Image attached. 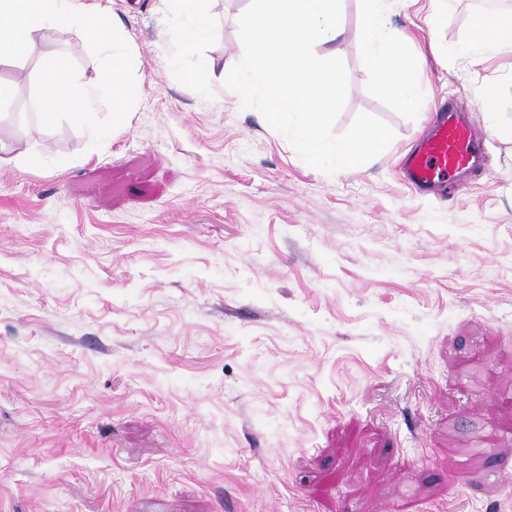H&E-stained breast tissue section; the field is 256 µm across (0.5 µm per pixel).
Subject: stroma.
Returning <instances> with one entry per match:
<instances>
[{"mask_svg": "<svg viewBox=\"0 0 512 512\" xmlns=\"http://www.w3.org/2000/svg\"><path fill=\"white\" fill-rule=\"evenodd\" d=\"M139 61L111 137L50 132L15 108L0 143V512H512V50L445 54L481 0L430 27L429 0H391L422 61L397 103L365 65L361 0L338 55L358 113L395 132L327 174L224 84L250 0H213L205 90L166 63L157 0H103ZM64 52L94 75L80 32ZM479 173L440 198L402 177L436 108L486 128Z\"/></svg>", "mask_w": 512, "mask_h": 512, "instance_id": "stroma-1", "label": "stroma"}]
</instances>
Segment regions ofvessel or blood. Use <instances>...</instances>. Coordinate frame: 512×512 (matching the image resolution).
I'll return each mask as SVG.
<instances>
[{
  "label": "vessel or blood",
  "instance_id": "b4317fda",
  "mask_svg": "<svg viewBox=\"0 0 512 512\" xmlns=\"http://www.w3.org/2000/svg\"><path fill=\"white\" fill-rule=\"evenodd\" d=\"M478 158L471 123L463 113L451 111L408 158L407 171L414 185L433 188L449 182L457 170L475 167Z\"/></svg>",
  "mask_w": 512,
  "mask_h": 512
}]
</instances>
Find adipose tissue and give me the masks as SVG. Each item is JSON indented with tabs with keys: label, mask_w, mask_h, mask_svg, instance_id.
Returning <instances> with one entry per match:
<instances>
[{
	"label": "adipose tissue",
	"mask_w": 512,
	"mask_h": 512,
	"mask_svg": "<svg viewBox=\"0 0 512 512\" xmlns=\"http://www.w3.org/2000/svg\"><path fill=\"white\" fill-rule=\"evenodd\" d=\"M172 44L169 62L184 69L187 80L198 84L210 67L206 57L185 62L184 55L211 34V0H159ZM362 38L365 63L399 103L409 105L419 94L421 69L406 60L404 37L387 28L388 0H364ZM81 30L94 45L101 66L94 77L73 73L69 59L56 54L41 69L35 114L40 131L49 132L62 120L84 126L92 140L120 127L136 87L130 78L131 48L122 25L101 0H0V66L21 62L48 42L63 41L69 29ZM512 48V9L478 16L470 34L450 45L448 55L470 67L489 62L502 48ZM111 102L109 124L96 121L100 103Z\"/></svg>",
	"instance_id": "adipose-tissue-1"
}]
</instances>
